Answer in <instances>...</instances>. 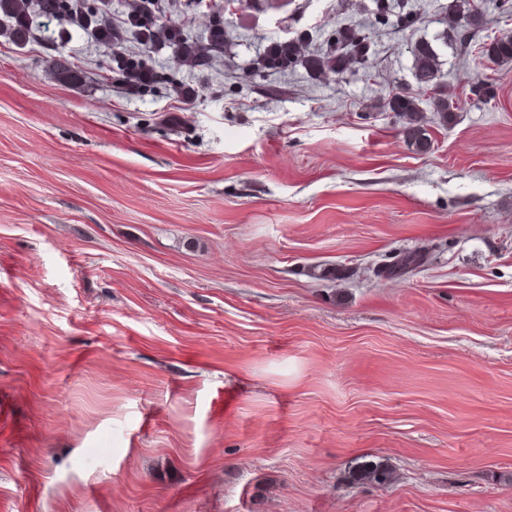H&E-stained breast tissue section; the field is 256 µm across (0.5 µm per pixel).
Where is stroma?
Segmentation results:
<instances>
[{
    "label": "stroma",
    "mask_w": 512,
    "mask_h": 512,
    "mask_svg": "<svg viewBox=\"0 0 512 512\" xmlns=\"http://www.w3.org/2000/svg\"><path fill=\"white\" fill-rule=\"evenodd\" d=\"M370 3L227 12L179 95L0 37V512H512V61L438 45L425 149L382 102L428 97L406 44L456 0L374 30L369 71L249 72Z\"/></svg>",
    "instance_id": "35a3bbf8"
}]
</instances>
